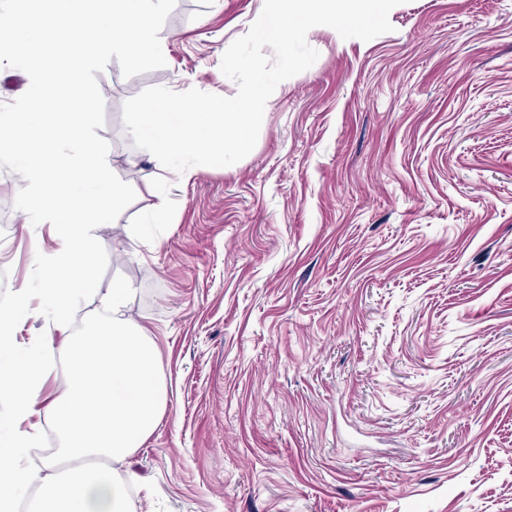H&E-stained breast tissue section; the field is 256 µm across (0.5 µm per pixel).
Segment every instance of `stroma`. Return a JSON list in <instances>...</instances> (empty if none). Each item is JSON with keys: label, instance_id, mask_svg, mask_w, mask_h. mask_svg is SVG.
<instances>
[{"label": "stroma", "instance_id": "1", "mask_svg": "<svg viewBox=\"0 0 512 512\" xmlns=\"http://www.w3.org/2000/svg\"><path fill=\"white\" fill-rule=\"evenodd\" d=\"M263 0H177L163 68L96 79L98 134L136 192L98 229L159 351L165 412L112 461L137 512H512V0H405L268 99L226 167L159 179L124 102L224 97ZM0 167V276L26 286L51 225ZM167 223L152 221L157 195Z\"/></svg>", "mask_w": 512, "mask_h": 512}]
</instances>
